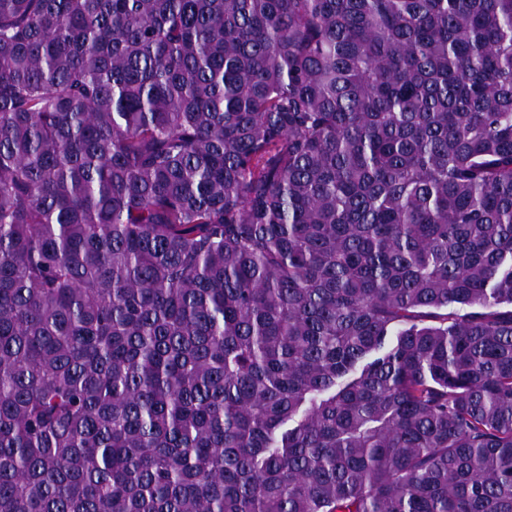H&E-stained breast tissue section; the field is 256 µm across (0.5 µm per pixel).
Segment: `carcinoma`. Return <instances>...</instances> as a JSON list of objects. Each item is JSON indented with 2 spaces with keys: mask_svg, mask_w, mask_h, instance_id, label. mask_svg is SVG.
Instances as JSON below:
<instances>
[{
  "mask_svg": "<svg viewBox=\"0 0 512 512\" xmlns=\"http://www.w3.org/2000/svg\"><path fill=\"white\" fill-rule=\"evenodd\" d=\"M0 512H512V0H0Z\"/></svg>",
  "mask_w": 512,
  "mask_h": 512,
  "instance_id": "obj_1",
  "label": "carcinoma"
}]
</instances>
